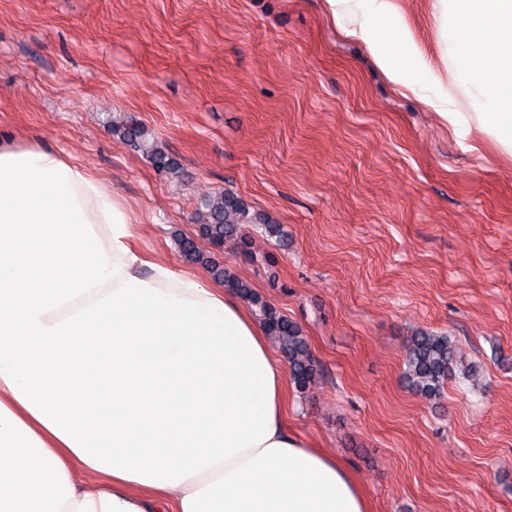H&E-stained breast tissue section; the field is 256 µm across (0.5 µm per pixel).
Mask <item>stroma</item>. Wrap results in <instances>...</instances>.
I'll return each mask as SVG.
<instances>
[{
	"mask_svg": "<svg viewBox=\"0 0 512 512\" xmlns=\"http://www.w3.org/2000/svg\"><path fill=\"white\" fill-rule=\"evenodd\" d=\"M0 0V140L53 145L127 206L138 248L185 265L201 197L228 189L281 224L218 261L297 322L316 364L290 431L342 459L368 512H512V156L453 80L443 10L465 0ZM399 30L431 70L400 82L354 36ZM136 115L174 158L158 174L110 123ZM188 266V265H185ZM206 284L208 269L188 266ZM450 337L472 376L440 397L405 376L409 337Z\"/></svg>",
	"mask_w": 512,
	"mask_h": 512,
	"instance_id": "obj_1",
	"label": "stroma"
}]
</instances>
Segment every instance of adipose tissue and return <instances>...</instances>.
<instances>
[{
	"mask_svg": "<svg viewBox=\"0 0 512 512\" xmlns=\"http://www.w3.org/2000/svg\"><path fill=\"white\" fill-rule=\"evenodd\" d=\"M476 2L443 27L482 100L439 116L512 154V0ZM133 238L83 166L0 145V512H367L350 470L289 432L244 304Z\"/></svg>",
	"mask_w": 512,
	"mask_h": 512,
	"instance_id": "adipose-tissue-1",
	"label": "adipose tissue"
}]
</instances>
